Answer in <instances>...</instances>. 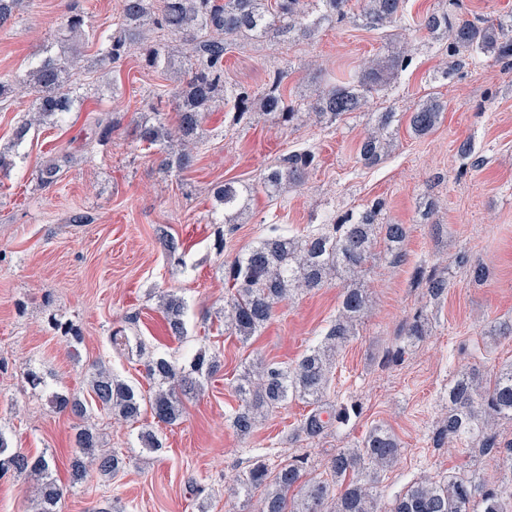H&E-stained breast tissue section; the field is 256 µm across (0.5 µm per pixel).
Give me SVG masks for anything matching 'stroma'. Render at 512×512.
<instances>
[{"instance_id": "stroma-1", "label": "stroma", "mask_w": 512, "mask_h": 512, "mask_svg": "<svg viewBox=\"0 0 512 512\" xmlns=\"http://www.w3.org/2000/svg\"><path fill=\"white\" fill-rule=\"evenodd\" d=\"M438 3L406 0L394 27L353 19L324 28L311 41L246 39L226 55V85L263 92L276 65L285 70L284 90L305 98L318 73L348 72L394 51L411 55L410 68L390 87L335 124L312 114L287 125L259 115L238 122L227 104L206 117L195 166L181 174L166 171L156 148L136 140L133 120L155 109L174 123L171 93L178 76L146 68L135 53L101 72L85 68L81 104L61 123L33 127L16 146L14 167L0 175V430L14 447L54 457L64 490L60 512H256L257 500L233 494L232 487L258 457L274 465L305 451L316 476L336 449L351 446L376 424L402 446L381 478V505L424 477L473 470L512 490V473L478 448L440 449L433 441L460 367L490 371L512 363V340L495 343L485 335L489 321L512 320V68L476 58L454 78H442L452 64L445 39L416 28ZM74 8L86 22L82 53L94 60L102 38L117 30L121 0H24L15 19L0 28V80L22 76L42 47L56 41ZM428 97L445 110L436 129L418 137L403 115ZM386 110L398 116L393 143L378 164L364 165L358 144ZM97 116L117 123L104 144L92 140ZM467 137L485 160L480 169H465L457 154ZM302 148L316 154L303 183L273 197L257 191L267 167ZM49 162L58 165V180L43 188L36 172ZM227 182L255 191L228 211L214 196L215 186ZM376 199L385 203V222L408 225L409 235L406 260L397 267L375 245L363 277L369 310L332 368L329 400L356 399L361 416L312 442L299 431L308 407L292 398L252 435L238 437L230 422L239 405L237 377L259 359L294 364L335 318L341 286L332 280L280 302L265 328L244 343L224 328V261L265 236L270 225L298 235L329 212L360 210ZM78 214L87 223H73ZM166 233L183 242L182 261L167 256ZM462 255L487 268L484 283L470 280L458 262ZM425 260L448 275L440 300H429L412 278ZM169 292L187 306L181 339L168 335L159 306L160 295ZM420 307L429 315V336L403 361H388L387 351ZM53 312L80 328L79 344H67L51 329ZM118 329L140 338L142 355L129 359L113 349L110 336ZM202 345L221 367L204 380L200 394L184 398L177 425L158 424L149 415L130 425L89 409L86 422L127 466L113 478L74 481L69 464L83 421L56 412L47 393L31 392L22 377L25 364L43 373L50 391L88 396L96 362L147 391L146 357L164 354L184 364ZM145 429L158 435L162 448L143 447L139 434ZM194 481L206 486L208 497L190 494Z\"/></svg>"}]
</instances>
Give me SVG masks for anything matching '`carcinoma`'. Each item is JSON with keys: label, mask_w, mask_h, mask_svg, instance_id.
Listing matches in <instances>:
<instances>
[{"label": "carcinoma", "mask_w": 512, "mask_h": 512, "mask_svg": "<svg viewBox=\"0 0 512 512\" xmlns=\"http://www.w3.org/2000/svg\"><path fill=\"white\" fill-rule=\"evenodd\" d=\"M349 0H319L318 15L312 16L306 0H122L120 31L101 42L99 62L116 64L130 54L136 40L157 31L164 36L188 42L190 54L186 78L174 92L176 121L167 125L159 113L136 121L140 142L162 146L161 166L183 173L196 161V138L206 116L224 100L233 101L236 116L255 110L280 124L296 120L304 108L331 123L358 110L368 97L390 84L412 64L409 54L401 53L365 62L352 75L326 82L316 90L314 102L285 97L281 73L267 91L259 96L224 85V56L239 37L280 39L296 36L313 39L325 25L348 18ZM405 0H363L360 16L372 26L393 25L404 13ZM417 27L431 33H446L448 56L462 63L474 57L499 63L512 62V38L505 37L502 26L490 20H462L446 7L435 8L419 18ZM142 60L148 68L166 63L169 50L162 42L142 48ZM82 54L69 43L59 52L45 47L25 77L18 81L0 80V103L24 92L31 96V111L17 127L11 145L0 149V173L14 166L13 148L20 144L35 124L55 123L71 111L77 100V76L82 69ZM444 106L434 98L417 103L407 113V125L417 136L434 131ZM395 113L380 112L376 126L359 142L357 152L366 165L377 164L384 156L387 132ZM458 153L480 168L483 158L476 154L472 140H463ZM316 162L310 150L292 152L278 164L267 168L259 184L270 196L284 185L304 180ZM224 209L235 207L242 197L235 186L217 188ZM385 203L375 200L357 214H345L326 224H317L298 237L274 224L268 234L245 252L224 263V285L231 292L224 297V325L242 341L249 340L271 319L276 305L296 291L323 287L330 278L340 281L339 313L324 337L308 347L295 364L287 367L259 362L244 372L235 386L238 409L231 415L235 432L246 438L256 429L264 412L283 406L288 397L311 406L301 421V432L309 440L324 437L335 425H344L360 414L353 400L332 404L325 399L330 369L338 350L357 333V324L369 308L367 291L358 279L373 258V246L383 240L389 263L403 262L404 243L409 234L405 224H386L381 215ZM414 282L425 288L427 296L440 298L448 288V279L437 268L423 264L415 267ZM166 330L181 338L186 335L184 300L167 295L162 306ZM429 317L419 309L405 322L399 346L391 354L397 361L427 336ZM218 359L201 346L184 368L165 355H157L145 364L146 377L158 383V389L144 395L131 384L97 365L89 381L93 400L101 409L126 423L136 424L144 410L153 419L172 425L183 415L180 396L192 394L201 378L217 371ZM51 403L59 413L83 418L87 408L75 393L56 392ZM512 420V363L494 371L485 380L476 368L460 370L448 388V412L436 429V443L452 440L466 445L477 442L483 451L497 454V463L512 471V444L498 442L495 420ZM79 453L70 462L71 475L84 480L94 473L110 476L118 473L124 460L114 451H99V435L91 426H83L75 437ZM401 445L387 428L376 425L349 448L339 450L328 466L331 479L307 478L309 455L303 453L269 469L257 459L237 480L246 496L259 494L260 512H381L373 489L382 473L400 455ZM54 457L44 453L31 455L11 446L0 429V472H11L25 489L31 491L35 512H59L63 490L53 477ZM386 512H512V492L502 488L488 475L476 472L451 475L440 480H424L410 485L396 496Z\"/></svg>", "instance_id": "1"}]
</instances>
